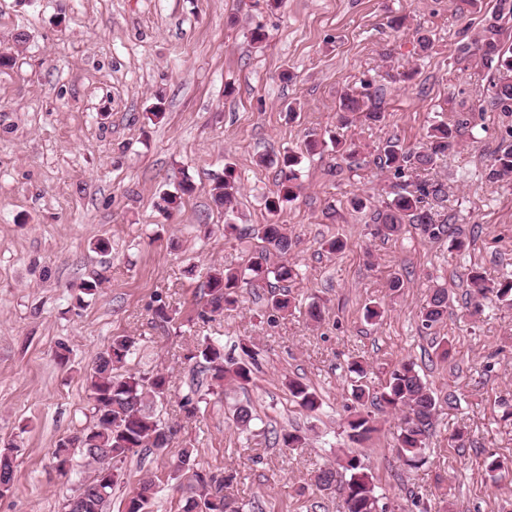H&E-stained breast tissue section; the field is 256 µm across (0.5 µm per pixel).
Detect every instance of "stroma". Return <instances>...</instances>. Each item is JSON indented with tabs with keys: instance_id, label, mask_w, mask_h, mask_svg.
<instances>
[{
	"instance_id": "1",
	"label": "stroma",
	"mask_w": 512,
	"mask_h": 512,
	"mask_svg": "<svg viewBox=\"0 0 512 512\" xmlns=\"http://www.w3.org/2000/svg\"><path fill=\"white\" fill-rule=\"evenodd\" d=\"M496 0H0V450L15 456L13 486L0 512H62L92 470L81 449L61 474L53 451L89 421L84 382L112 337L137 336L128 372L158 369L170 377L155 413L178 433L168 448L139 453L123 466L124 481L106 512L153 479L150 512H182L186 478H172L182 448L217 474H235L231 488L243 512H337L336 494L317 491L314 476L337 456L359 455L386 512L419 500L428 512H502L512 502V308L470 315L467 275L512 278V180L490 182V162L512 146V113L490 106L493 72L466 46L497 24L512 45V19H496ZM408 15L393 31L390 17ZM266 41L251 43L252 29ZM26 32L16 47L13 36ZM433 47L420 52L419 33ZM379 88L384 118L338 122L341 94ZM301 101L299 117L288 102ZM160 107V118L149 111ZM466 120L456 145L427 178L443 182L444 199H427L435 219L448 220L466 246L428 239L407 225L396 239L373 237L374 217L396 180L380 167L376 148L398 139L411 149L429 125ZM354 140L355 161L331 148L307 153V133ZM301 157V190L280 220L292 247L272 262L296 265L287 287L299 301L290 316L266 307L269 283L248 286L237 307L198 319L213 267H244L260 248L252 226L266 223L264 195L275 191L278 161ZM232 165L239 186L230 219L240 237H225L223 208L211 197L214 175ZM193 186L181 207L157 204L181 179ZM360 196L365 209H353ZM340 239L343 249L326 252ZM107 240L108 252L96 243ZM404 286L391 291L392 276ZM99 279L95 296L81 284ZM453 292L445 322L426 331L417 314L433 287ZM322 318L309 320L311 304ZM380 319L364 318L367 304ZM168 306L171 322L154 311ZM448 338V362L434 341ZM225 356L247 342L258 354L254 384L240 390L194 387L205 339ZM69 361L55 356L58 343ZM368 364L380 389L388 371L413 360L442 406L428 443V461L407 467L395 448L398 419L387 416L369 440L343 430L352 358ZM314 386L325 399L308 414L288 399L283 376ZM200 402L195 415L185 395ZM241 404L257 417L240 433L231 416ZM467 426L464 444L453 435ZM298 427L304 447L290 450L282 430ZM504 462L487 475L482 461Z\"/></svg>"
}]
</instances>
